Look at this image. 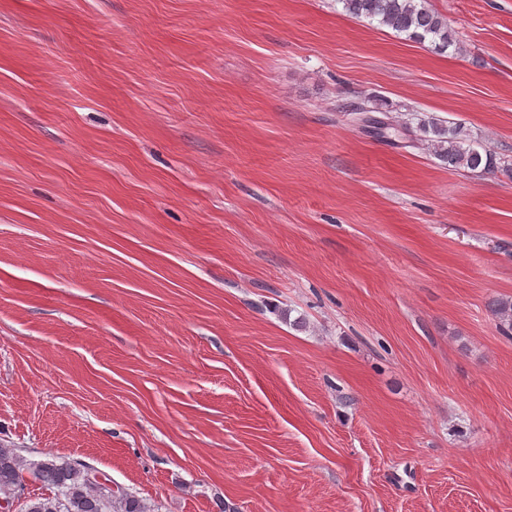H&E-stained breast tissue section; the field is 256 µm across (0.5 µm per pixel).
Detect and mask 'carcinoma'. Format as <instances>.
Listing matches in <instances>:
<instances>
[{"mask_svg": "<svg viewBox=\"0 0 512 512\" xmlns=\"http://www.w3.org/2000/svg\"><path fill=\"white\" fill-rule=\"evenodd\" d=\"M344 11L356 18L365 17L415 42L429 43L433 49L457 53L462 47L448 19L429 8L427 0H338ZM381 136H396L400 129L390 121L371 116L363 120ZM428 139L433 154L455 169L486 172L493 160L471 144L463 127L444 121H421L416 129ZM491 312L502 334L512 335V299H497ZM30 469L45 492L26 501L24 512H150L143 500L122 487L113 488L93 480L90 463L81 459H51L26 463L14 448L0 446V498L12 497L24 484V470Z\"/></svg>", "mask_w": 512, "mask_h": 512, "instance_id": "carcinoma-1", "label": "carcinoma"}]
</instances>
